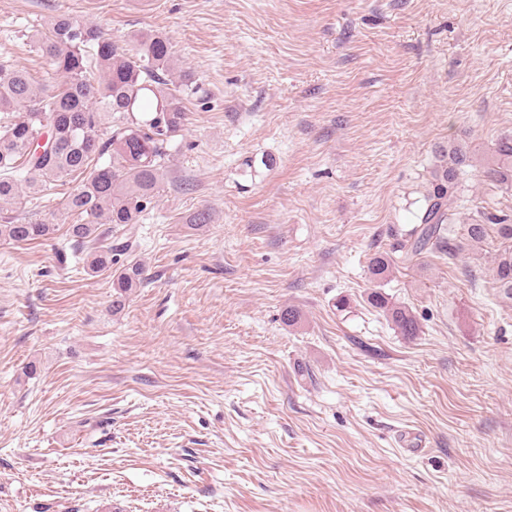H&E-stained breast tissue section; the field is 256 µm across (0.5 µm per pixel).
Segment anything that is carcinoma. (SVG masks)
Wrapping results in <instances>:
<instances>
[{
  "label": "carcinoma",
  "mask_w": 512,
  "mask_h": 512,
  "mask_svg": "<svg viewBox=\"0 0 512 512\" xmlns=\"http://www.w3.org/2000/svg\"><path fill=\"white\" fill-rule=\"evenodd\" d=\"M133 41L129 49L61 13L33 37L60 82L37 87L23 67L0 60V241L53 238L59 224L29 223L17 214L18 205L52 181L79 180L64 203L65 213L75 217L66 224V235L77 246L96 244L87 253L86 267L91 274H113L114 314L143 283L144 269L135 263L112 269L121 247L110 243V225L138 224L154 203L169 144L187 121L185 100L197 92L189 78L173 77L166 35L146 30ZM494 157L486 177L512 187V138L498 142ZM466 162L458 146L440 150L419 224L393 252L369 258L372 279H384L396 262H410L431 248L452 258L482 245L493 230L503 245L495 257V281L499 292L512 299V222L507 216L485 213L482 221L463 225L459 236L446 235ZM366 301L404 338L419 335V324L406 307L377 290Z\"/></svg>",
  "instance_id": "1"
}]
</instances>
